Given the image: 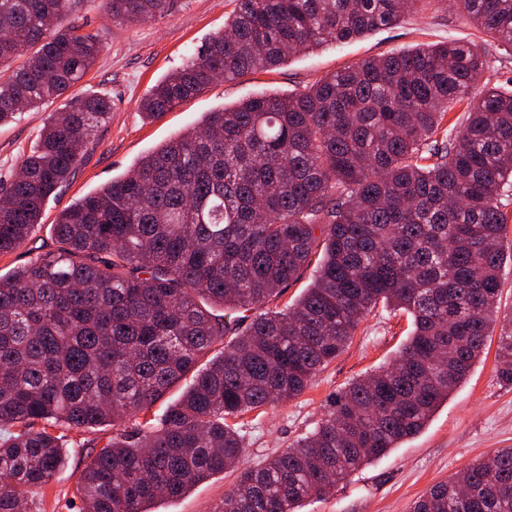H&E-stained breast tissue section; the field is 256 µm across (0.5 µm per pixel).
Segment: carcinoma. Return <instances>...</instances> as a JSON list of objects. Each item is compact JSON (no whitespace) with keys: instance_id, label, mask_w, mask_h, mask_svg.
I'll list each match as a JSON object with an SVG mask.
<instances>
[{"instance_id":"1","label":"carcinoma","mask_w":512,"mask_h":512,"mask_svg":"<svg viewBox=\"0 0 512 512\" xmlns=\"http://www.w3.org/2000/svg\"><path fill=\"white\" fill-rule=\"evenodd\" d=\"M75 0H0V124L59 98L94 66L99 33ZM115 21L173 0H108ZM224 30L140 101L159 115L221 77L269 71L447 0H235ZM512 48V0H457ZM488 69L473 45L370 57L303 91L205 114L121 177L65 206L57 248L0 275V512L65 460V432L112 426L81 471L82 512H147L247 454L227 422L297 397L378 304L412 330L388 367L353 380L317 425L240 471L216 512H299L302 502L420 432L500 325L497 379L512 387V314L500 315L512 186V93L484 87L452 141L445 114ZM111 101L68 98L0 192V255L41 224ZM317 263L282 310L266 304ZM249 313L245 327L235 313ZM157 423L139 421L185 379ZM410 512H512V448L473 462Z\"/></svg>"}]
</instances>
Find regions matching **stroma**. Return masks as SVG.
Listing matches in <instances>:
<instances>
[{
	"instance_id": "35a3bbf8",
	"label": "stroma",
	"mask_w": 512,
	"mask_h": 512,
	"mask_svg": "<svg viewBox=\"0 0 512 512\" xmlns=\"http://www.w3.org/2000/svg\"><path fill=\"white\" fill-rule=\"evenodd\" d=\"M234 7L233 0H174L162 18L124 22L112 20L107 0H79L74 17L85 30L100 31L103 48L76 90L108 96L112 115L98 128L74 178L47 201L30 240L15 252L0 255L1 275L55 250L51 227L63 207L119 177L149 151L199 123L205 113L255 94L295 93L366 58L448 42L475 45L485 55L489 67L483 83L512 87V53L452 5L407 13L394 26L299 53L268 72L215 81L159 118L144 120L140 100L222 30ZM64 105V99L50 100L0 125V186L9 183L37 145L49 115ZM409 330L407 315L376 308L345 351L300 396L261 414H244L238 425L246 435V465L261 464L312 430L330 398L360 375L389 363ZM495 354L492 347L485 351L418 434L355 472L327 496L306 500L300 512H409L429 486L493 451L512 448V387L499 384ZM111 435L108 426L68 433L65 464L49 484L27 490L28 512H80L79 474L89 453ZM237 476L234 469L214 475L182 497L148 503V512H214Z\"/></svg>"
}]
</instances>
